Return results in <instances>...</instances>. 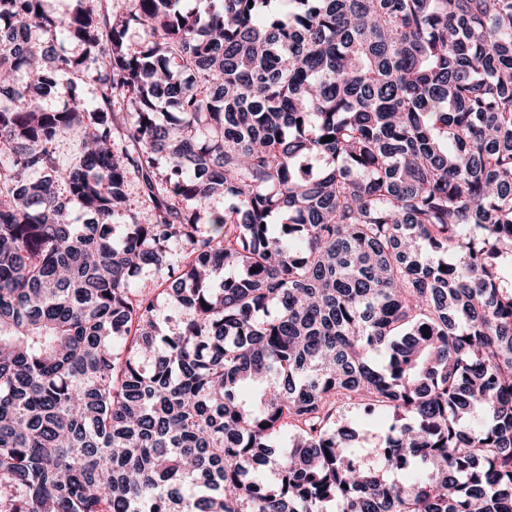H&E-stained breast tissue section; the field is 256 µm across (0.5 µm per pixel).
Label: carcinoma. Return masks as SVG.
Wrapping results in <instances>:
<instances>
[{"label":"carcinoma","mask_w":512,"mask_h":512,"mask_svg":"<svg viewBox=\"0 0 512 512\" xmlns=\"http://www.w3.org/2000/svg\"><path fill=\"white\" fill-rule=\"evenodd\" d=\"M44 2L0 0V512H512V0ZM342 419L350 421L352 424L361 428V446L364 448H374L380 441V437L384 436L387 432V427L390 425L391 419L387 416L379 418L372 425H364L357 416V409L355 407H347L341 413Z\"/></svg>","instance_id":"carcinoma-1"}]
</instances>
